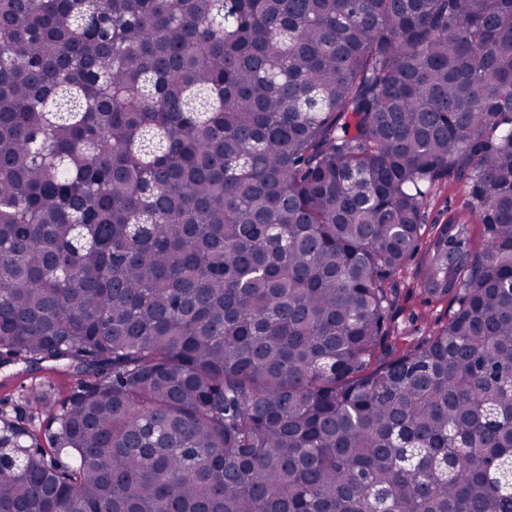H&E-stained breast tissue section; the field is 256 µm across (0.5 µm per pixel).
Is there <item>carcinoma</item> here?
I'll return each mask as SVG.
<instances>
[{
  "mask_svg": "<svg viewBox=\"0 0 512 512\" xmlns=\"http://www.w3.org/2000/svg\"><path fill=\"white\" fill-rule=\"evenodd\" d=\"M44 361L0 512H512V0H0V366ZM467 190L463 182L449 181L448 187L437 192L425 205L426 224L438 222L441 224L448 218V206L451 209L460 207L467 197Z\"/></svg>",
  "mask_w": 512,
  "mask_h": 512,
  "instance_id": "carcinoma-1",
  "label": "carcinoma"
}]
</instances>
